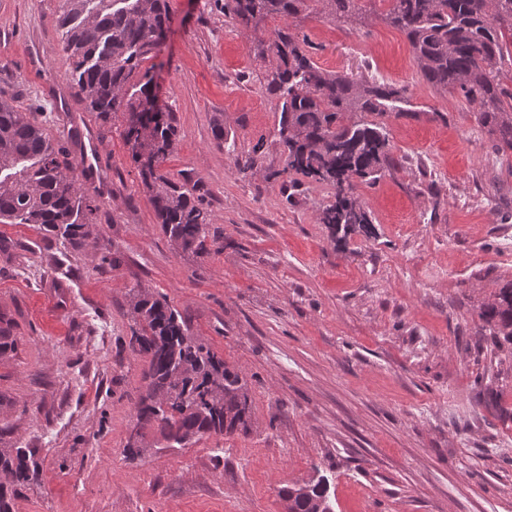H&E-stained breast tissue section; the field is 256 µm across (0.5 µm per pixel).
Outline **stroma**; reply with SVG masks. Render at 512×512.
I'll return each instance as SVG.
<instances>
[{
    "label": "stroma",
    "mask_w": 512,
    "mask_h": 512,
    "mask_svg": "<svg viewBox=\"0 0 512 512\" xmlns=\"http://www.w3.org/2000/svg\"><path fill=\"white\" fill-rule=\"evenodd\" d=\"M167 39L144 61L172 108L178 143L163 165L198 184L209 252L162 231L121 121L86 109L67 76L61 0H0V97L51 137L76 132L95 230L119 259L75 250L36 224H1L0 448H33L38 482L15 512H283L282 487L328 480L333 512H512V344L481 335L483 303L512 284V152L500 153L456 92L430 88L380 0L361 19L313 10L291 20L324 70L402 87L390 117L399 165L356 193L374 237L336 243L317 221L330 187L288 196L275 62L220 0H168ZM224 139L213 138L215 119ZM263 159L246 168L249 156ZM165 296L192 336L247 382L248 434L171 447L147 431L125 447L146 390L128 347L137 291Z\"/></svg>",
    "instance_id": "35a3bbf8"
}]
</instances>
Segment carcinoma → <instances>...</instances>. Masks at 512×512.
I'll return each instance as SVG.
<instances>
[{
	"instance_id": "carcinoma-1",
	"label": "carcinoma",
	"mask_w": 512,
	"mask_h": 512,
	"mask_svg": "<svg viewBox=\"0 0 512 512\" xmlns=\"http://www.w3.org/2000/svg\"><path fill=\"white\" fill-rule=\"evenodd\" d=\"M321 2L338 20L360 16V0H224V14L256 32L284 22ZM384 21L405 35L424 80L457 92L489 128L495 150H512V0H386ZM168 20L167 0H62L60 24L70 76L89 111L108 123L122 118L124 139L139 170L158 223L180 248L209 253L211 214L199 187L171 179L162 163L177 144L174 113L157 106L151 70H141L159 46ZM276 57L264 76L266 91L279 100L280 162L269 177L297 194L305 184L326 185L334 200L320 205L317 222L336 243L354 233L374 234L372 219L355 194L356 181L373 185L396 160L382 118L403 113L404 90L321 69L305 39L286 24L260 42ZM358 114L361 119L353 120ZM371 119H366V116ZM0 223L38 224L45 232L81 248L96 224L93 200L83 192L67 143L52 142L33 115L0 97ZM135 324L129 347L149 357L146 395L137 406L138 437L126 452L141 454L142 430L155 426L177 445L206 434L249 430L248 388L204 340L189 334L180 312L165 298L144 292L132 301ZM480 331L512 343V284L482 305ZM0 512H13L19 488L38 481L35 451L0 448ZM326 491L323 480L280 489L293 512H312Z\"/></svg>"
}]
</instances>
